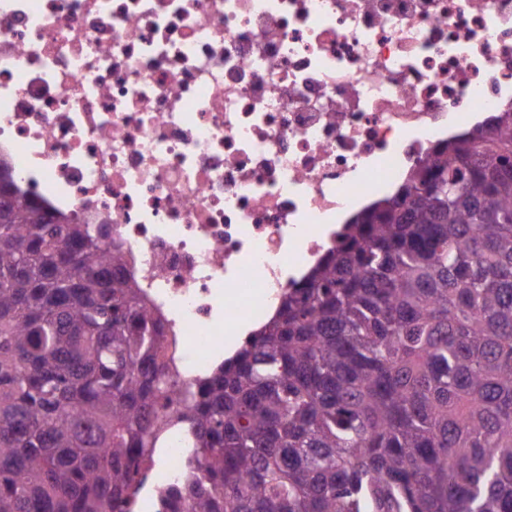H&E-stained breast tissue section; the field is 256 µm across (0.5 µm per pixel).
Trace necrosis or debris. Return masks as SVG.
Wrapping results in <instances>:
<instances>
[{"label":"necrosis or debris","instance_id":"1","mask_svg":"<svg viewBox=\"0 0 512 512\" xmlns=\"http://www.w3.org/2000/svg\"><path fill=\"white\" fill-rule=\"evenodd\" d=\"M512 109V0H0V168L122 249L169 408L436 144ZM128 512H162L169 419Z\"/></svg>","mask_w":512,"mask_h":512}]
</instances>
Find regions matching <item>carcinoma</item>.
<instances>
[{"mask_svg":"<svg viewBox=\"0 0 512 512\" xmlns=\"http://www.w3.org/2000/svg\"><path fill=\"white\" fill-rule=\"evenodd\" d=\"M125 266L0 179V512L136 494L170 389ZM179 419L171 512H512V112L343 225Z\"/></svg>","mask_w":512,"mask_h":512,"instance_id":"cac0c4a2","label":"carcinoma"}]
</instances>
